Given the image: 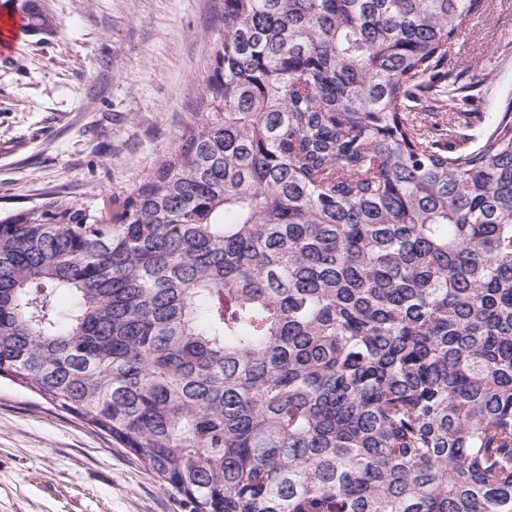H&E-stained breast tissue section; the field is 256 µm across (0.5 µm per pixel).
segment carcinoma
<instances>
[{
    "mask_svg": "<svg viewBox=\"0 0 512 512\" xmlns=\"http://www.w3.org/2000/svg\"><path fill=\"white\" fill-rule=\"evenodd\" d=\"M482 8L224 0L122 204L0 215V378L189 512H512V103L456 156L411 119Z\"/></svg>",
    "mask_w": 512,
    "mask_h": 512,
    "instance_id": "carcinoma-1",
    "label": "carcinoma"
}]
</instances>
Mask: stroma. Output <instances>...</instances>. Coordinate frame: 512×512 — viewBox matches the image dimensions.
Wrapping results in <instances>:
<instances>
[{
	"label": "stroma",
	"mask_w": 512,
	"mask_h": 512,
	"mask_svg": "<svg viewBox=\"0 0 512 512\" xmlns=\"http://www.w3.org/2000/svg\"><path fill=\"white\" fill-rule=\"evenodd\" d=\"M47 32L0 56V211L58 194L123 200L169 154L224 31L222 0H40ZM450 65L463 97L429 99V135L473 149L512 101V11L486 0ZM0 512H186L136 457L0 380Z\"/></svg>",
	"instance_id": "obj_1"
}]
</instances>
